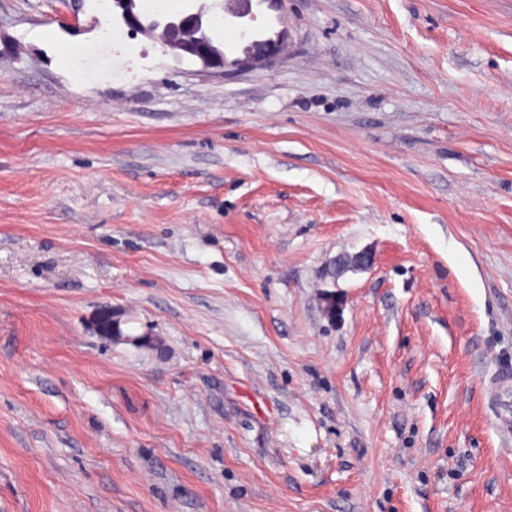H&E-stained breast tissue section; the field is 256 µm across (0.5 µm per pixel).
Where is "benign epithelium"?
I'll use <instances>...</instances> for the list:
<instances>
[{"mask_svg":"<svg viewBox=\"0 0 512 512\" xmlns=\"http://www.w3.org/2000/svg\"><path fill=\"white\" fill-rule=\"evenodd\" d=\"M253 0H218L216 3H201L196 11L180 17H166L152 25H144L136 16V0H111L109 11L117 12L125 21L129 30L154 38L165 49L178 58L191 56L198 59L206 68L226 69L227 63L223 54L215 47L212 29L215 8L233 18L236 28L246 35L253 21ZM286 47L285 34L279 33L274 38H252L244 46L242 56L232 62L237 68H249L271 61L284 53ZM104 334L113 341L131 342L133 338L126 336L120 329L119 316L106 319L103 325Z\"/></svg>","mask_w":512,"mask_h":512,"instance_id":"1","label":"benign epithelium"}]
</instances>
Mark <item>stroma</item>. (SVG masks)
<instances>
[{
    "label": "stroma",
    "mask_w": 512,
    "mask_h": 512,
    "mask_svg": "<svg viewBox=\"0 0 512 512\" xmlns=\"http://www.w3.org/2000/svg\"><path fill=\"white\" fill-rule=\"evenodd\" d=\"M252 11L225 75L0 0V512H512V0ZM285 47V34L282 32L274 38H251L243 48V56L236 58L231 66L249 68L260 65L281 56L284 53Z\"/></svg>",
    "instance_id": "35a3bbf8"
}]
</instances>
